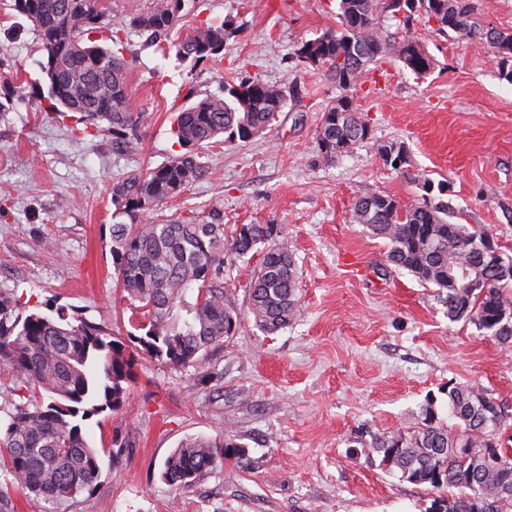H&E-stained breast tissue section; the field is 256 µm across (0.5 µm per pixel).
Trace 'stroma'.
Returning a JSON list of instances; mask_svg holds the SVG:
<instances>
[{
    "instance_id": "obj_1",
    "label": "stroma",
    "mask_w": 512,
    "mask_h": 512,
    "mask_svg": "<svg viewBox=\"0 0 512 512\" xmlns=\"http://www.w3.org/2000/svg\"><path fill=\"white\" fill-rule=\"evenodd\" d=\"M337 12L338 0H185L176 38L202 20L235 28L218 57L199 62L180 59L173 40L152 45L126 30L129 107L141 116L129 152L107 122L89 126L50 108L38 35L13 0H0V88L23 89L0 112V291L30 309L65 305L129 331L132 311L119 300L112 263L113 185L179 153L173 110L224 81L259 78L287 97L250 142L199 147L205 175L155 218L200 217L217 205L229 225H278L299 268L297 319L261 331L249 312L256 260L225 263L237 331L202 370L137 352L127 402L88 423L101 475L68 512H427L433 492L382 465L375 439L417 421L430 398L447 419L452 383L482 386L512 407V346L449 321L432 289L384 266L382 240L352 221L361 195L442 202L453 222L485 228L512 256V80L487 50L418 17L414 28L435 60L429 75L416 77L390 54L342 91L325 68L294 56L301 42L336 28ZM345 93L371 137L327 160L316 129ZM391 142L406 152L397 169L378 152ZM228 425L241 458L182 490L162 479L182 439L216 437ZM126 438L131 448L113 456Z\"/></svg>"
}]
</instances>
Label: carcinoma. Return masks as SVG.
Instances as JSON below:
<instances>
[{"label":"carcinoma","instance_id":"obj_1","mask_svg":"<svg viewBox=\"0 0 512 512\" xmlns=\"http://www.w3.org/2000/svg\"><path fill=\"white\" fill-rule=\"evenodd\" d=\"M402 24L399 43L379 28V5ZM14 9L37 31L46 63L42 71L48 95L68 112L91 123L106 121L121 136L135 130L140 116L127 99L128 61L118 49L104 47L95 36L112 26L103 0H14ZM184 0H151L121 25L160 38L182 20ZM423 12L442 34L452 30L475 46H487L503 62L512 59V33L476 21L473 0H340L337 28L301 43L299 61L320 66L344 90L355 86L365 68L392 50L421 78L434 58L411 29ZM230 23L202 22L176 44L186 60H206L224 51ZM286 105L281 87L258 78L224 82L220 93L173 113L171 132L183 152L144 173H135L112 191L113 217H127L110 227L112 260L121 300L139 313L127 340L105 324L49 306L31 311L0 292V368L12 371L20 402L7 412L0 428V477L27 498L67 508L91 494L101 473L99 451L90 445L82 425L100 413L120 409L133 377L134 350L140 349L171 368H201L208 355L234 335L239 317L224 291V262L243 258L267 245L249 286L250 313L266 333L296 319L299 275L293 252L269 244L273 224H224V212L213 207L202 218L158 224L150 213L183 192L203 175L196 149L225 133L248 142L262 133ZM350 97L342 96L323 112L316 131L318 149L331 159L369 139ZM384 161L404 164L396 143L378 146ZM354 223L384 240L385 263L433 287L448 319L465 321L512 345V257L494 263L485 249L489 235L467 224L448 221V205H404L383 194L359 197ZM478 274L484 288H454L453 274ZM195 302L186 301L189 289ZM449 416L455 428L437 421L433 402L423 408L422 425L396 430L377 439L382 464L406 481L424 485L441 502L438 512H512V448L500 444L499 432L512 426L509 407L480 386H450ZM502 463L482 469L485 452ZM242 456L235 434L181 440L165 458L161 477L183 489L204 476L216 460Z\"/></svg>","mask_w":512,"mask_h":512}]
</instances>
